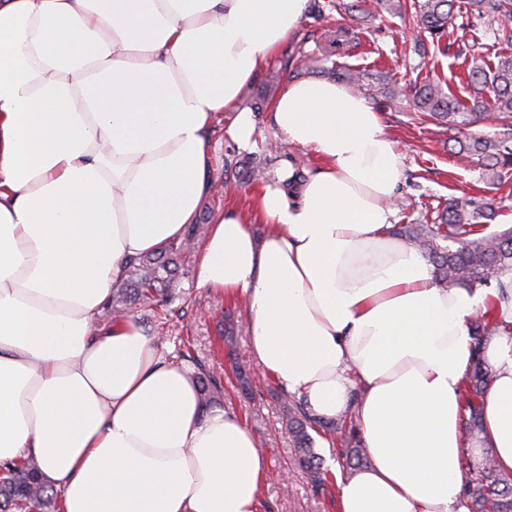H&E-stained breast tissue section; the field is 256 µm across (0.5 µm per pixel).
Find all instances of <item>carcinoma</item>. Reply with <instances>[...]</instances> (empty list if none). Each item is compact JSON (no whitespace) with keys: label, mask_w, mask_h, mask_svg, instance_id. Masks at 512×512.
I'll list each match as a JSON object with an SVG mask.
<instances>
[{"label":"carcinoma","mask_w":512,"mask_h":512,"mask_svg":"<svg viewBox=\"0 0 512 512\" xmlns=\"http://www.w3.org/2000/svg\"><path fill=\"white\" fill-rule=\"evenodd\" d=\"M456 0H352L339 2L336 8L347 13L358 11L372 15L379 10L398 17L417 29L418 47L427 52V45L443 55L448 54V27L457 17ZM466 13L483 21L507 49L493 60L471 56L467 68L473 101L459 99L448 81L440 78L424 79L411 89L412 103L424 117L439 125L456 129L460 136L454 139L450 151L456 155L477 158L485 175L492 182L504 183L512 178V0H465ZM346 29L336 31V39L320 49L322 59L328 61L344 48L341 36ZM294 56L287 55L266 75L265 87L278 86L280 74L291 69ZM323 72L336 80L355 86L370 96L375 86L366 74L347 65L332 64ZM504 123L505 130L486 135L472 127L489 116ZM496 205L492 201L478 202L473 198L452 199L430 224H404L398 234L433 266L437 283L444 288H496L502 298H508L511 284L503 277L512 273V228L485 233V222L494 220ZM194 234L189 233L170 243L157 255H142L128 262L124 285L112 289L105 314L112 318L124 317L126 306L138 304L155 307L160 298L172 294L174 269L177 259L193 249ZM473 341L472 361L465 376L463 403L468 412L466 435L479 438L483 430V412L493 371L482 355L487 338L500 333L512 335V328L482 313L469 323ZM203 407L219 399L222 386L206 371L195 375ZM284 412L288 432L295 448V464L304 470L316 488L328 482L327 472L312 448L309 430L340 436L339 457L349 468L362 465L367 451L361 437L347 417L324 421L313 416L302 400L290 395L285 398ZM464 494L471 512H512V476L499 471L486 451L484 461L469 469ZM60 512V492L44 482L37 462L23 459L12 465H0V512Z\"/></svg>","instance_id":"carcinoma-1"}]
</instances>
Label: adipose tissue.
Listing matches in <instances>:
<instances>
[{
    "label": "adipose tissue",
    "mask_w": 512,
    "mask_h": 512,
    "mask_svg": "<svg viewBox=\"0 0 512 512\" xmlns=\"http://www.w3.org/2000/svg\"><path fill=\"white\" fill-rule=\"evenodd\" d=\"M307 0H0V464L32 458L61 512H259L268 460L205 411L140 323L97 316L134 257L194 223L211 133L296 33ZM319 170L282 167L250 210L211 219L199 286L245 300L248 355L322 419L346 414L369 463L337 512H469L464 460L512 474V337H491L484 439L465 434L468 322L512 324L493 288L439 287L392 233L401 155L379 112L327 78L268 110ZM265 225L255 235L253 225Z\"/></svg>",
    "instance_id": "1"
}]
</instances>
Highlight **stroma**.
<instances>
[{"instance_id":"1","label":"stroma","mask_w":512,"mask_h":512,"mask_svg":"<svg viewBox=\"0 0 512 512\" xmlns=\"http://www.w3.org/2000/svg\"><path fill=\"white\" fill-rule=\"evenodd\" d=\"M340 26L352 28L360 39L359 45L345 56L346 64L359 66L376 78L393 73L403 86L421 82L427 76H445L450 78V86L460 98L472 96V89L461 79L464 69L461 59L451 54L424 55L415 51L413 29L396 17L374 19L357 12L340 14L332 7L326 9L320 21L306 14L289 48L312 52L323 29ZM448 41L457 45L474 43L476 52L488 60L502 49L478 19L465 14L458 15L454 27L449 28ZM241 102L255 114L259 130L256 152L268 157L270 170H278L288 162L302 173L315 170L317 162L309 151L288 144L269 125L262 77H255L247 85ZM371 105L380 112L402 155L399 195L405 206L397 210L395 224L423 223L424 219L436 217L438 208L444 207L449 199L465 195L500 200L497 219L488 224V232L501 230L503 222L512 218V182L502 187L493 185L475 161L451 153L448 141L454 135L453 130L423 119L402 97L391 102L379 96ZM257 187V182L243 176L234 192L226 195L212 192L203 197L196 219L198 239H205L210 216L216 209L231 203L247 206ZM198 258L195 252L182 258L181 274L166 307V319L144 310L134 311V318L154 336L166 359L184 363L189 371L202 367L223 378L221 407L246 423L269 462L261 512H336L335 489L314 492L306 475L294 464L281 387L254 365L248 375V390H241L232 363L248 349L247 309L225 301L219 291L197 286Z\"/></svg>"}]
</instances>
